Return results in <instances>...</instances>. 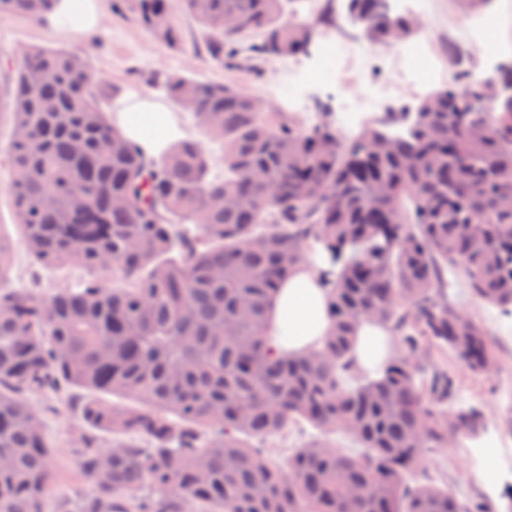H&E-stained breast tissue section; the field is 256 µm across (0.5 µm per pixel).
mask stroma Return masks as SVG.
<instances>
[{"instance_id": "1", "label": "stroma", "mask_w": 512, "mask_h": 512, "mask_svg": "<svg viewBox=\"0 0 512 512\" xmlns=\"http://www.w3.org/2000/svg\"><path fill=\"white\" fill-rule=\"evenodd\" d=\"M102 17L97 31L60 33L26 18L0 14V108H6L14 88V58L25 48L44 46L68 48L84 54L93 72L104 79L111 94L108 106L122 100L151 96L166 101L162 81L172 74H185L206 81L239 86L264 100L269 111L294 119L307 127L336 113H344L340 131L346 138L356 136L370 120L355 111L359 96L376 95L392 78L396 62L412 66L417 86L402 100L390 104L393 112L414 105L417 99L441 87L436 70L448 64V30L467 27L470 17L462 15L455 0H429L427 10L418 12V32L399 43L398 60L363 53L355 59H326L322 53L324 34L330 26L323 16L335 13L336 0H296L299 20L315 29L313 43L297 55V68L288 71L280 58H260L247 65L219 63L207 53L208 32L187 16H179L183 49L174 50L159 42L134 18L135 0H101ZM429 33L432 44L421 40ZM10 140L8 119H0V239L13 251L14 285L29 283L30 262L20 240L15 212L8 193L12 167L7 153ZM450 290L459 308L474 316L485 328L494 351L491 373L472 372L449 350L433 353L436 366L448 370L455 380L458 403L481 407L487 424L479 439L462 438L448 448L433 451L429 474L447 482L466 502L480 504L483 512H512V322L495 308L475 300L462 274L450 275ZM26 403L42 413L44 430L55 447L56 480L48 493L45 512H66L70 502L91 494L93 486L80 471L71 451L70 435L79 421L76 399L58 404L55 412H45V398L31 393Z\"/></svg>"}]
</instances>
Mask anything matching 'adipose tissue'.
<instances>
[{
  "label": "adipose tissue",
  "instance_id": "1",
  "mask_svg": "<svg viewBox=\"0 0 512 512\" xmlns=\"http://www.w3.org/2000/svg\"><path fill=\"white\" fill-rule=\"evenodd\" d=\"M100 17V0H56L44 22L56 31L66 32L75 19L81 29L90 32L98 27ZM112 123L150 160L159 159L169 144L182 135L173 113L150 98L124 101L113 111ZM331 328L329 288L314 264L301 263L274 296L265 334L279 353L299 355L318 346ZM356 336L354 360L358 370L372 372L388 362V352L394 347L388 329L364 321Z\"/></svg>",
  "mask_w": 512,
  "mask_h": 512
}]
</instances>
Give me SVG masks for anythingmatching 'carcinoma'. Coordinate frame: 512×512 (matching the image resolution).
Masks as SVG:
<instances>
[{"label":"carcinoma","instance_id":"cac0c4a2","mask_svg":"<svg viewBox=\"0 0 512 512\" xmlns=\"http://www.w3.org/2000/svg\"><path fill=\"white\" fill-rule=\"evenodd\" d=\"M286 2L136 0L135 20L177 47L175 14L191 17L218 62L254 32L252 57H291L315 30ZM54 3L0 0V13L39 22ZM346 11L367 19L371 44L411 37L377 0ZM14 68L8 190L25 251L38 268L88 275L47 294L13 287L0 238V512H43L53 446L24 397L44 393L53 412L71 387L87 392L73 452L95 488L76 512H480L424 476L429 449L485 429L426 361L437 348L477 373L494 366L444 272L512 314V110L448 109L478 89L465 71L418 100L415 125L392 112L347 143L327 122L304 129L241 88L173 74L168 97L222 146L216 175L192 138L146 161L112 125L84 55L33 47ZM317 245L331 258L333 328L283 356L264 336L266 311ZM363 320L394 337L373 373L351 364ZM303 423L318 437L283 464L247 443Z\"/></svg>","mask_w":512,"mask_h":512}]
</instances>
